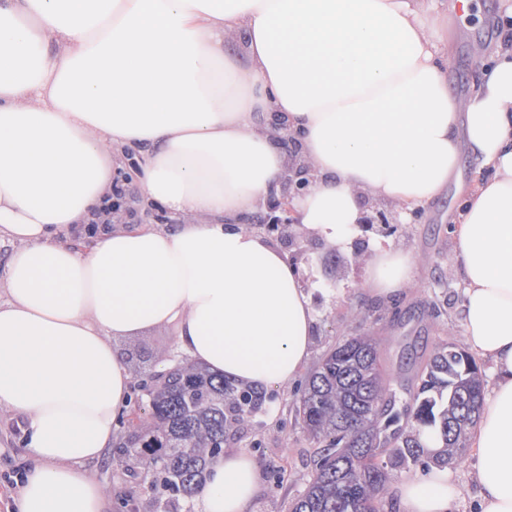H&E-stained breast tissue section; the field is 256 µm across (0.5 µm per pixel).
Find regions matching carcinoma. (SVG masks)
<instances>
[{"mask_svg":"<svg viewBox=\"0 0 512 512\" xmlns=\"http://www.w3.org/2000/svg\"><path fill=\"white\" fill-rule=\"evenodd\" d=\"M144 414L127 419L115 458L151 477L163 512H182L205 477L209 460L224 449L227 432L246 423L262 403L257 392L193 365L141 383ZM485 386L474 357L453 345L427 364L413 400L414 432L397 427L393 392L379 369L378 343L355 336L331 349L308 380L299 416L325 443L306 492L291 512H380L388 468L424 455L421 432L445 448L466 451V431L480 415ZM387 448L377 462L372 448Z\"/></svg>","mask_w":512,"mask_h":512,"instance_id":"carcinoma-1","label":"carcinoma"}]
</instances>
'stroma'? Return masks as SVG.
Here are the masks:
<instances>
[{"label":"stroma","instance_id":"1","mask_svg":"<svg viewBox=\"0 0 512 512\" xmlns=\"http://www.w3.org/2000/svg\"><path fill=\"white\" fill-rule=\"evenodd\" d=\"M469 2L468 13L448 15V56L443 64L448 89L460 100L468 96L485 65L484 58L475 55V47L512 46V31L503 32L498 25L503 0ZM462 203V195L448 189L391 233L389 240L395 247L416 256L418 269L407 290L389 299L364 289L368 251L343 249L309 236L300 226L291 227L292 244L286 253L298 267L316 310L315 336L295 385L269 389L249 422L225 441L226 447L247 450L257 459L260 488L250 512H291L292 502L308 486L324 447L303 428L298 407L311 373L327 350L355 335L377 337L382 375L399 403L409 404L433 352L445 344L464 347L465 284L452 224ZM175 336V328L166 326L120 343L133 380L180 361ZM19 436L15 420L1 409L0 512H11L12 480L29 463ZM96 470L114 500L151 512L154 493L141 477L131 476L108 457Z\"/></svg>","mask_w":512,"mask_h":512}]
</instances>
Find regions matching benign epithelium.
I'll use <instances>...</instances> for the list:
<instances>
[{
	"instance_id": "1",
	"label": "benign epithelium",
	"mask_w": 512,
	"mask_h": 512,
	"mask_svg": "<svg viewBox=\"0 0 512 512\" xmlns=\"http://www.w3.org/2000/svg\"><path fill=\"white\" fill-rule=\"evenodd\" d=\"M285 149L288 161L280 175L276 187L267 199L259 204L255 215L246 219L235 220L237 224H256L265 233L274 236L280 242L287 239L288 226L295 223L292 217L291 203L293 199L304 194L314 183V169L311 164L297 151L296 137L286 134L279 139ZM362 217L358 227L362 235L354 242L359 246L368 241L373 235L387 234L393 225L399 223L397 217L377 207V203L364 197L361 201Z\"/></svg>"
}]
</instances>
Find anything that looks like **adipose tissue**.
I'll return each mask as SVG.
<instances>
[{"instance_id":"1","label":"adipose tissue","mask_w":512,"mask_h":512,"mask_svg":"<svg viewBox=\"0 0 512 512\" xmlns=\"http://www.w3.org/2000/svg\"><path fill=\"white\" fill-rule=\"evenodd\" d=\"M244 36V54L225 37ZM57 53H49V45ZM438 0H7L0 4V408L31 466L17 512H110L94 466L129 405L120 341L175 326L187 361L259 390L291 383L316 311L271 240L238 224L287 160L266 115L298 133L316 175L299 223L351 243L360 194L409 212L456 181L461 150L493 171L455 226L463 327L488 359L473 466L477 512H512V49L465 101L440 61ZM171 221L87 227L126 151ZM416 260L373 241L367 292L400 294ZM255 458L214 457L199 512H249ZM448 468L396 485L398 512H454Z\"/></svg>"}]
</instances>
